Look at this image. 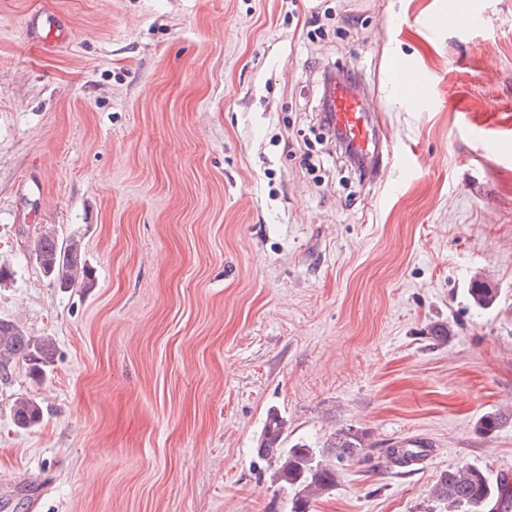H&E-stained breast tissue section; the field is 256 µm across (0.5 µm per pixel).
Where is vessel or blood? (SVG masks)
Wrapping results in <instances>:
<instances>
[{
    "instance_id": "obj_1",
    "label": "vessel or blood",
    "mask_w": 512,
    "mask_h": 512,
    "mask_svg": "<svg viewBox=\"0 0 512 512\" xmlns=\"http://www.w3.org/2000/svg\"><path fill=\"white\" fill-rule=\"evenodd\" d=\"M29 23L34 32L43 36L59 39L66 36L65 24L58 14L35 13L30 16ZM391 74L402 97L423 100L422 88L426 79L412 58H395ZM327 97L333 123L346 136L354 154L367 161L382 156L384 137L376 121L378 104L369 95L353 91L343 80L329 84Z\"/></svg>"
}]
</instances>
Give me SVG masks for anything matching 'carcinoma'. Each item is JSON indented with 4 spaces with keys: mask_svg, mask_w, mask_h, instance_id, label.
Instances as JSON below:
<instances>
[{
    "mask_svg": "<svg viewBox=\"0 0 512 512\" xmlns=\"http://www.w3.org/2000/svg\"><path fill=\"white\" fill-rule=\"evenodd\" d=\"M36 260L44 273L69 288L81 284L89 271L81 259L80 243L70 239L64 243L46 232L36 243ZM468 293L479 308L491 306L496 289L482 281H475ZM54 343L48 337L30 336L13 321H0V378L11 375L18 362L28 364L30 371L38 373L52 362ZM41 405L33 398L20 397L14 403L13 416L17 425L27 428L39 423ZM509 420L507 413H490L480 420L485 432L497 430ZM286 421L275 411L268 413L263 428L258 454L272 467V483L277 491L291 493V499L282 504V512H310L311 498L327 490L336 482V464L363 455L368 447L367 435L351 428L338 430L333 439L321 449L296 443L283 447ZM429 443L413 440L394 445L386 450L390 463L408 467L419 459L415 448H428ZM431 498L444 512H497L500 505L512 499V486L502 477L492 480L484 468L467 465L445 472L433 486Z\"/></svg>",
    "mask_w": 512,
    "mask_h": 512,
    "instance_id": "carcinoma-1",
    "label": "carcinoma"
}]
</instances>
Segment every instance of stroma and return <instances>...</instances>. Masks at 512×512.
<instances>
[{
  "label": "stroma",
  "mask_w": 512,
  "mask_h": 512,
  "mask_svg": "<svg viewBox=\"0 0 512 512\" xmlns=\"http://www.w3.org/2000/svg\"><path fill=\"white\" fill-rule=\"evenodd\" d=\"M41 10L67 42L31 37ZM399 56L424 104L396 92ZM349 67L414 177L363 182L320 135V74ZM508 135L512 0H0V320L55 343L41 376L0 380V512H269L272 410L290 445L372 443L312 512H424L441 473L512 476V423L479 428L512 412ZM48 231L80 241L91 287L44 275ZM416 439L426 462L383 460ZM391 74L396 90L402 97L418 101L426 99L422 87L427 81L412 58L396 57L391 64ZM42 414L41 405L33 398L20 397L14 403V420L20 427L27 428L39 423Z\"/></svg>",
  "instance_id": "1"
}]
</instances>
